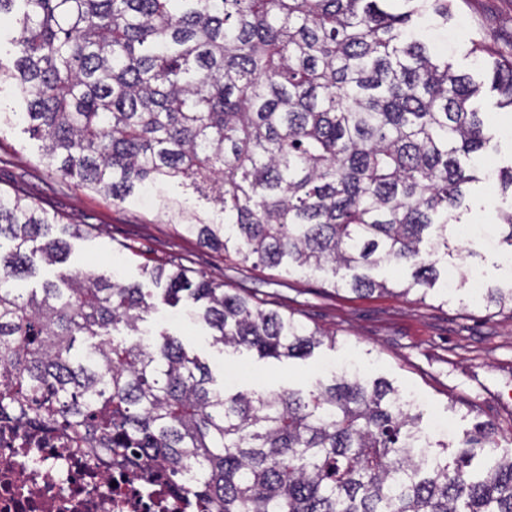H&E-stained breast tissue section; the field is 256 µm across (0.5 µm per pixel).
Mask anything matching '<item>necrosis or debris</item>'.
<instances>
[{
  "mask_svg": "<svg viewBox=\"0 0 512 512\" xmlns=\"http://www.w3.org/2000/svg\"><path fill=\"white\" fill-rule=\"evenodd\" d=\"M162 468L92 460L59 427L0 424V512H189Z\"/></svg>",
  "mask_w": 512,
  "mask_h": 512,
  "instance_id": "1",
  "label": "necrosis or debris"
}]
</instances>
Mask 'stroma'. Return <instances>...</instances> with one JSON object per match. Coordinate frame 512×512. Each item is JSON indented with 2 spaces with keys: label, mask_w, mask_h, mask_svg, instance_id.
Here are the masks:
<instances>
[{
  "label": "stroma",
  "mask_w": 512,
  "mask_h": 512,
  "mask_svg": "<svg viewBox=\"0 0 512 512\" xmlns=\"http://www.w3.org/2000/svg\"><path fill=\"white\" fill-rule=\"evenodd\" d=\"M483 34L495 47L512 44V0H462L447 27L424 23L418 38L447 55L454 69L485 80L483 58L469 54L471 38ZM494 131L495 147L483 159V189L468 201L465 224L497 223L499 210L512 207L496 175L512 166V110L491 95L477 100ZM0 192L18 195L54 216L57 233L70 247L66 263L35 259L33 276L19 281L27 294L72 271L117 277L152 289L146 270L163 262L196 279L223 284L267 309L288 311L309 328L335 334V343L303 359L260 357L256 352L214 343L203 322L191 319L187 303L158 305L141 325L143 339L165 331L205 363L216 386L229 392L308 391L330 381L338 368L353 365L357 375L383 379L414 399L424 429L437 440L456 444L475 424L496 428L498 454L512 452V315L486 310L470 293L473 281L485 288H512V249L488 238L470 241L448 268L456 275L451 294H403L409 267L375 270L388 292L361 295L335 283L331 269L284 272L208 248L184 232L177 214L139 193L125 201L62 180L41 159L40 141L21 123L0 127Z\"/></svg>",
  "instance_id": "obj_1"
}]
</instances>
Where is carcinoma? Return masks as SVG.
Masks as SVG:
<instances>
[{"mask_svg":"<svg viewBox=\"0 0 512 512\" xmlns=\"http://www.w3.org/2000/svg\"><path fill=\"white\" fill-rule=\"evenodd\" d=\"M454 0H0L30 137L62 179L122 202L172 182L216 222L162 197L210 248L268 268L365 274L407 264L426 298L492 149L480 85L413 38ZM487 53L512 108V47ZM55 218L0 193V421L58 425L92 457L160 466L202 512H512V455L486 424L448 456L423 455L420 415L390 384L343 372L303 395L213 387L208 367L161 332L108 341L157 303L185 298L213 341L299 359L323 333L224 285L155 266L157 293L68 274L24 296L11 283L69 255ZM512 315V288L476 289ZM79 336L100 341L80 351Z\"/></svg>","mask_w":512,"mask_h":512,"instance_id":"obj_1","label":"carcinoma"}]
</instances>
